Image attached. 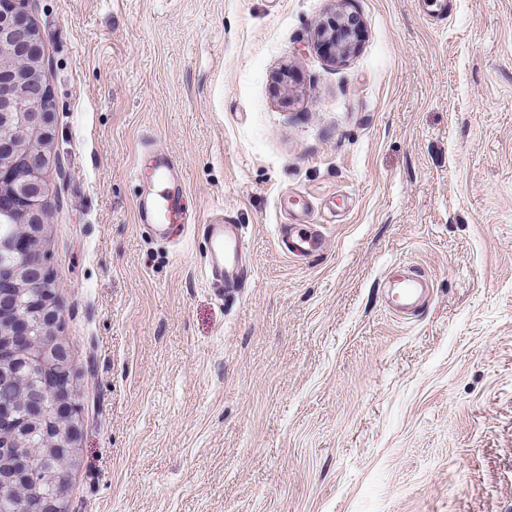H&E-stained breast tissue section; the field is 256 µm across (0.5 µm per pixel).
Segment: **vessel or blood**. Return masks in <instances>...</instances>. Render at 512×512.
I'll return each mask as SVG.
<instances>
[{
  "mask_svg": "<svg viewBox=\"0 0 512 512\" xmlns=\"http://www.w3.org/2000/svg\"><path fill=\"white\" fill-rule=\"evenodd\" d=\"M140 154L133 176L136 180L145 181L146 190L137 200L138 223L152 237L167 240L174 229L191 221L184 208L186 184L183 172L175 157L154 151L150 141L142 142ZM280 208L299 218L298 223L279 227V236L286 250L304 256L322 254L323 234L317 225L303 219L310 210L309 201L287 194L282 197ZM200 231L206 247L205 274L209 288L219 296L244 288L251 278L252 269L247 260L248 243L242 225L219 214L202 224ZM424 283L421 271L411 270L401 282L402 290L394 305L395 311L416 308Z\"/></svg>",
  "mask_w": 512,
  "mask_h": 512,
  "instance_id": "b4317fda",
  "label": "vessel or blood"
}]
</instances>
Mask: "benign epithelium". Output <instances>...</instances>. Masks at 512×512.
Returning <instances> with one entry per match:
<instances>
[{
  "instance_id": "benign-epithelium-1",
  "label": "benign epithelium",
  "mask_w": 512,
  "mask_h": 512,
  "mask_svg": "<svg viewBox=\"0 0 512 512\" xmlns=\"http://www.w3.org/2000/svg\"><path fill=\"white\" fill-rule=\"evenodd\" d=\"M24 0H0V215L20 226L19 240L0 238V364L17 363L25 356L24 369L34 372L39 387L27 392L25 404L40 410L17 417L11 410L0 414V426L20 438L39 429L54 434L49 450L58 456H76L87 416L85 405L75 397L68 349L61 338L47 344L37 340L59 322L56 294L46 290L20 301L24 282L36 267L46 269L38 255L49 224L53 193L48 174L59 162L55 142V103L44 78L42 35L23 7ZM357 21L352 16L333 19L316 34L317 44L331 60L345 57L354 48ZM20 478L35 493L21 503V512H70L66 497L49 499L36 493L42 471L29 468Z\"/></svg>"
}]
</instances>
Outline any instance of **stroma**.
Wrapping results in <instances>:
<instances>
[{
    "instance_id": "obj_1",
    "label": "stroma",
    "mask_w": 512,
    "mask_h": 512,
    "mask_svg": "<svg viewBox=\"0 0 512 512\" xmlns=\"http://www.w3.org/2000/svg\"><path fill=\"white\" fill-rule=\"evenodd\" d=\"M26 0L61 164L42 245L88 427L73 512H512V0ZM352 13L356 49L315 32ZM194 219L143 236L144 136ZM313 204L321 256L277 238ZM433 285L403 321L384 285ZM198 229L206 247L205 274L209 288L219 297L238 292L251 278V265L247 260L248 243L241 224L224 213L214 216Z\"/></svg>"
}]
</instances>
